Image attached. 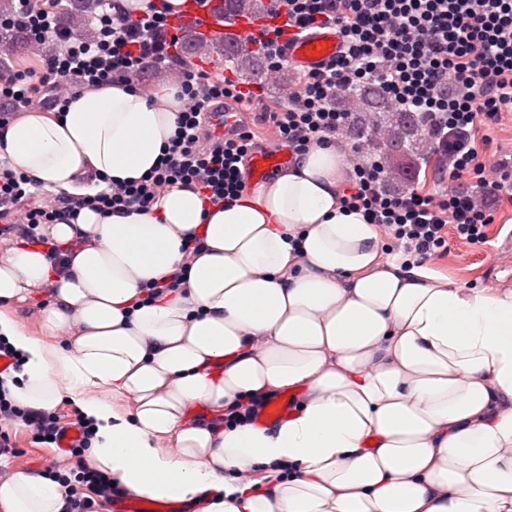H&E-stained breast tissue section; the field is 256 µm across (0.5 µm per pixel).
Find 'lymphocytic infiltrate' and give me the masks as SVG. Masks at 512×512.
<instances>
[{"mask_svg":"<svg viewBox=\"0 0 512 512\" xmlns=\"http://www.w3.org/2000/svg\"><path fill=\"white\" fill-rule=\"evenodd\" d=\"M12 13L0 17V30H24L32 43L52 44L39 70L0 72V126L18 113L38 108L63 111L80 92L109 84L138 85L144 74L160 76L182 61L183 36L169 21L163 0L146 11L126 14L119 0H102L94 38L62 26L53 12L35 0H14ZM273 15L283 25L263 31L253 45L270 71L287 63L285 34L338 28L343 51L325 68L305 73L301 87L286 88V107L263 113L292 155L313 145L334 143L352 115L333 106L338 93L365 83L378 84L396 109L420 115L431 152L448 161L450 184L439 193L392 194L386 174L374 164L356 161L354 181L342 202L372 224L385 226L397 248L419 262L448 248L446 226L458 238L476 244L494 223L493 210L478 202L487 186L512 190V161L486 168L475 146L478 127L498 124L512 112V0H274ZM182 108L173 138L162 158L143 179L60 195L41 190L23 173L0 169V239L41 244L38 229L67 212L89 208L121 214L132 207L149 210L161 188L189 183L211 203L236 201L245 191L240 166L254 149L250 131L214 136L217 108L225 100L255 98L257 86L240 87L232 79L210 80L188 70L180 83ZM21 420L37 443L64 431L52 413L20 408L0 392V417Z\"/></svg>","mask_w":512,"mask_h":512,"instance_id":"1","label":"lymphocytic infiltrate"}]
</instances>
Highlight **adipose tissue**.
<instances>
[{
    "label": "adipose tissue",
    "mask_w": 512,
    "mask_h": 512,
    "mask_svg": "<svg viewBox=\"0 0 512 512\" xmlns=\"http://www.w3.org/2000/svg\"><path fill=\"white\" fill-rule=\"evenodd\" d=\"M178 89L112 84L0 127V160L58 193L89 172L141 179L174 134ZM347 162L314 146L235 202L162 188L149 212L43 225L71 246L0 244V340L19 405L71 401L87 468L204 512H512V290L461 288L385 258L344 211ZM179 278L149 301L146 289ZM44 300L39 334L13 313ZM304 390L288 420L224 426L250 397ZM212 419L193 422L192 408ZM257 480L242 482L241 472ZM64 486L0 476V512H65Z\"/></svg>",
    "instance_id": "adipose-tissue-1"
}]
</instances>
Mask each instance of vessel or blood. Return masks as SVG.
I'll list each match as a JSON object with an SVG mask.
<instances>
[{
    "label": "vessel or blood",
    "instance_id": "b4317fda",
    "mask_svg": "<svg viewBox=\"0 0 512 512\" xmlns=\"http://www.w3.org/2000/svg\"><path fill=\"white\" fill-rule=\"evenodd\" d=\"M174 23L223 44L241 47L250 38L259 36L264 27L275 25L276 20L262 14L237 18L228 24L224 21V0H208L204 7L198 6L196 0H189L184 11L175 17ZM283 49L289 63L313 71L341 53L343 39L337 29L321 28L304 36H288L283 42ZM291 160L292 155L287 149H265L250 155L249 169L254 177L263 179L287 167ZM292 411L291 398L283 395L262 403L254 422L258 425L279 422L287 419Z\"/></svg>",
    "mask_w": 512,
    "mask_h": 512
}]
</instances>
